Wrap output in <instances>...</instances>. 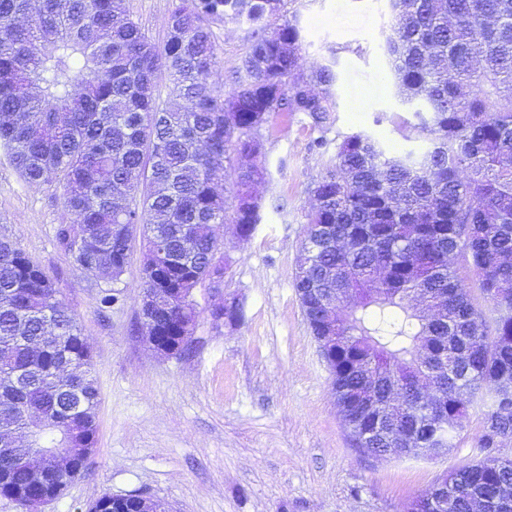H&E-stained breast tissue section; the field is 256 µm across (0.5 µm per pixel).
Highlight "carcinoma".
<instances>
[{
    "label": "carcinoma",
    "instance_id": "carcinoma-1",
    "mask_svg": "<svg viewBox=\"0 0 512 512\" xmlns=\"http://www.w3.org/2000/svg\"><path fill=\"white\" fill-rule=\"evenodd\" d=\"M0 0V149L24 181L62 191L56 238L73 265L118 280L145 246L143 288L162 336L197 322L215 228L249 237L264 179L261 128L276 112L324 126L336 75L300 66L297 17L271 29L287 0H178L159 46L126 0ZM386 51L394 94L420 118L429 148L390 155L367 133L343 139L315 185L294 288L315 336L331 335L332 388L353 439L434 458L477 406L478 447L512 437V0H391ZM25 17L27 22L14 23ZM249 24L230 89L213 86L212 22ZM169 81L167 96L158 87ZM428 117H423V114ZM232 178L229 197L217 186ZM167 242L156 264L153 238ZM475 273L493 326L451 265ZM98 391L76 318L52 278L0 237V495H30L33 467L56 498L94 451ZM57 428L79 449L69 469L25 454ZM512 459L448 472L404 512H512ZM135 495H101L88 512H138Z\"/></svg>",
    "mask_w": 512,
    "mask_h": 512
}]
</instances>
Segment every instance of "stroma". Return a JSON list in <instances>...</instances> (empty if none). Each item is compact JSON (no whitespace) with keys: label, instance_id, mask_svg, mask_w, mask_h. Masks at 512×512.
<instances>
[{"label":"stroma","instance_id":"1","mask_svg":"<svg viewBox=\"0 0 512 512\" xmlns=\"http://www.w3.org/2000/svg\"><path fill=\"white\" fill-rule=\"evenodd\" d=\"M176 0H130L134 17L163 43ZM302 28L303 62L332 65L334 110L315 127L307 114H275L260 135L254 188L260 221L248 238L217 230L231 267L221 292L203 285L191 348L161 355L137 328L143 269L133 253L120 305L101 310L108 282L74 267L56 240L69 215L59 189L29 187L0 150V236L56 282L92 354L99 390L95 451L87 471L39 512H88L102 494L141 493L174 512H401L448 471L487 456L512 459V439L481 448L480 409L469 410L456 446L437 458L379 459L354 447L293 288L312 190L344 137L366 132L393 154L424 151L418 119L393 95L386 37L389 0H289ZM212 81L229 84L248 48L247 25L212 26ZM243 317H212L223 294Z\"/></svg>","mask_w":512,"mask_h":512}]
</instances>
